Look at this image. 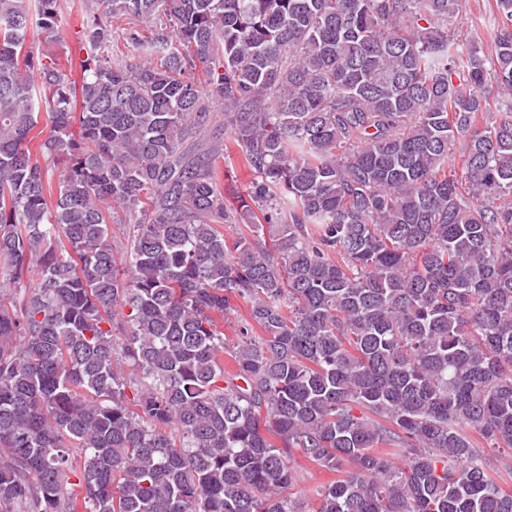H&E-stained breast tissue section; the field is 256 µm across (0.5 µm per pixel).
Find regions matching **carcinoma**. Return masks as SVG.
Listing matches in <instances>:
<instances>
[{
  "label": "carcinoma",
  "mask_w": 512,
  "mask_h": 512,
  "mask_svg": "<svg viewBox=\"0 0 512 512\" xmlns=\"http://www.w3.org/2000/svg\"><path fill=\"white\" fill-rule=\"evenodd\" d=\"M100 2L0 0V512H512V0ZM83 0H60V29L62 41L55 45L56 52L60 54V63L66 67L71 66L74 72L79 70V61L86 57L74 38V31L79 28V2ZM212 110L213 119L207 127V136L198 148L205 151L221 150L224 153V105L215 104ZM290 465L302 478L292 491L298 499L304 500L309 494V489L325 485L336 477L334 472L319 469L298 452L293 453Z\"/></svg>",
  "instance_id": "cac0c4a2"
}]
</instances>
